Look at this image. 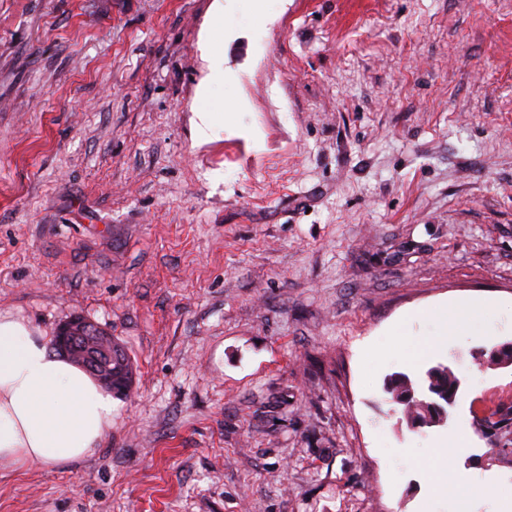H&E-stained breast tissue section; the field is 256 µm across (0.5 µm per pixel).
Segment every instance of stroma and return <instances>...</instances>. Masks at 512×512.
I'll use <instances>...</instances> for the list:
<instances>
[{"mask_svg":"<svg viewBox=\"0 0 512 512\" xmlns=\"http://www.w3.org/2000/svg\"><path fill=\"white\" fill-rule=\"evenodd\" d=\"M0 312L133 364L0 512H512V0H0ZM83 329L86 330L90 336H96L98 338L102 337L103 340H109V344L112 348V337L108 336L97 325L84 319H75L63 325L56 336L55 345L66 351V345L77 337L72 335H80V330ZM427 391L433 395L442 399L443 402H439L436 400H424L418 399L415 397V394L412 397H406L407 393L413 390V382L407 375H395L390 379L388 385L386 386V393L390 396L389 400L395 404L403 406L404 413L406 417L410 419L412 422L414 420L424 419L428 414H431L429 407L420 404L421 401H426L427 403H436L439 409L443 410L446 415V410L443 404L452 405L455 399V394H457L460 381L458 377L455 375L452 369L448 368V366H444L438 364L437 366L431 367L427 370ZM444 393L450 397H448V404L444 397L440 394Z\"/></svg>","mask_w":512,"mask_h":512,"instance_id":"obj_1","label":"stroma"}]
</instances>
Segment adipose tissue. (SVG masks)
<instances>
[{
    "mask_svg": "<svg viewBox=\"0 0 512 512\" xmlns=\"http://www.w3.org/2000/svg\"><path fill=\"white\" fill-rule=\"evenodd\" d=\"M113 398L78 365L57 357L26 320L0 314V468L67 466L97 448Z\"/></svg>",
    "mask_w": 512,
    "mask_h": 512,
    "instance_id": "ef3b65f1",
    "label": "adipose tissue"
}]
</instances>
